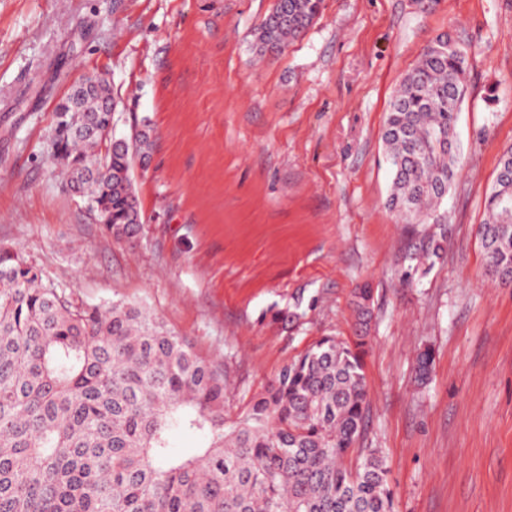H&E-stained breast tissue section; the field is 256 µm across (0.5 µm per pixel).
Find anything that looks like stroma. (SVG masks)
<instances>
[{
    "label": "stroma",
    "mask_w": 512,
    "mask_h": 512,
    "mask_svg": "<svg viewBox=\"0 0 512 512\" xmlns=\"http://www.w3.org/2000/svg\"><path fill=\"white\" fill-rule=\"evenodd\" d=\"M273 5L0 0V245L75 303L139 305L227 368L231 420L315 341L352 338L369 289L361 445L384 450L396 512H512V287L489 276L478 237L512 145V0H324L301 39L261 59ZM440 35L468 52L459 169L443 222L405 224L386 206L382 133ZM90 74L112 85L116 136L152 128L130 241L104 231L47 148Z\"/></svg>",
    "instance_id": "35a3bbf8"
}]
</instances>
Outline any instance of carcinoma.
I'll return each mask as SVG.
<instances>
[{
    "label": "carcinoma",
    "mask_w": 512,
    "mask_h": 512,
    "mask_svg": "<svg viewBox=\"0 0 512 512\" xmlns=\"http://www.w3.org/2000/svg\"><path fill=\"white\" fill-rule=\"evenodd\" d=\"M322 0H275L255 34L261 57L298 40ZM468 59L448 36L422 52L389 103L383 131L392 171L387 204L404 221L438 223L459 167L455 125ZM55 113L50 154L68 180L104 205L106 231L142 224L131 170L152 150L145 123L132 141L90 128L98 97L71 87ZM512 146L503 150L478 235L487 263L512 272ZM366 336H324L284 366L231 422L230 376L144 309L75 303L0 246V512H395L379 448H358L369 404ZM175 429L203 438L190 456ZM355 463H350L351 455Z\"/></svg>",
    "instance_id": "1"
}]
</instances>
